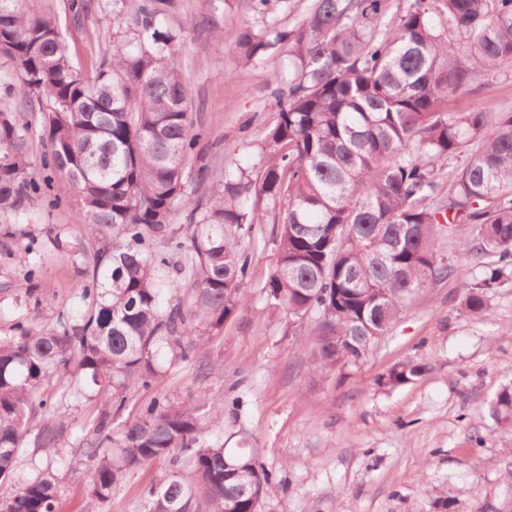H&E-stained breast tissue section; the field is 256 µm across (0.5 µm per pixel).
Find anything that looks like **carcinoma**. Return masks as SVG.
<instances>
[{"label":"carcinoma","mask_w":512,"mask_h":512,"mask_svg":"<svg viewBox=\"0 0 512 512\" xmlns=\"http://www.w3.org/2000/svg\"><path fill=\"white\" fill-rule=\"evenodd\" d=\"M130 2L121 38L84 66L55 18L29 0H0V55L15 68L5 91L45 113L50 172L32 175L23 127L1 110L0 218L22 216L55 175L96 244L84 314L0 336V481L12 478L33 426L36 447L58 455L64 404L91 395L103 402L80 440L96 457L92 500L178 452L191 460L189 479L172 470L151 486L149 512H260L273 475L253 452L205 439L223 424L224 401L155 398L117 430L127 390L151 386L161 354L192 359L243 304L246 239L262 200L279 209L267 299L298 319L316 313L315 368L363 360L415 293L470 255L492 258L463 299L466 312L484 311L512 275V111L494 101L453 112L448 100L512 61V0H406L389 19L388 0H312L291 28L276 17L289 0H251L261 25L240 33L242 60L282 47L290 65L271 81L278 120L259 160L222 170L198 148L174 59L180 33L167 23L172 0ZM459 224L473 236L441 254L440 239ZM60 371L74 384L36 422L41 388ZM425 372L405 361L381 380L397 387ZM494 413L512 428V386L497 393ZM57 494L47 470L1 498L0 512H54Z\"/></svg>","instance_id":"cac0c4a2"}]
</instances>
